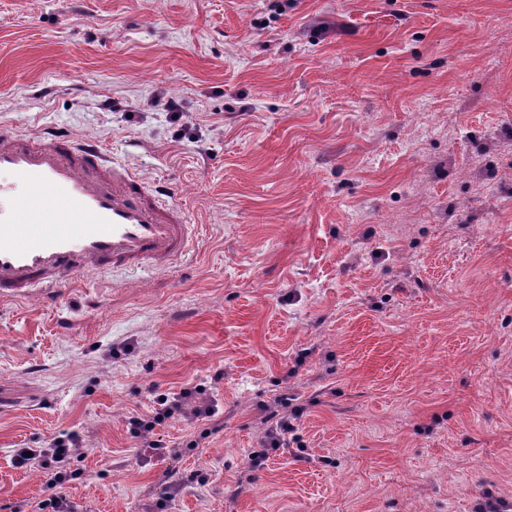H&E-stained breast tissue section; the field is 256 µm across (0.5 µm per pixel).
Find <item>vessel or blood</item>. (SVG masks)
<instances>
[{
	"label": "vessel or blood",
	"mask_w": 512,
	"mask_h": 512,
	"mask_svg": "<svg viewBox=\"0 0 512 512\" xmlns=\"http://www.w3.org/2000/svg\"><path fill=\"white\" fill-rule=\"evenodd\" d=\"M182 207L99 147L0 128V299L53 297L108 270L191 252Z\"/></svg>",
	"instance_id": "b4317fda"
}]
</instances>
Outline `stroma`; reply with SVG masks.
<instances>
[{
    "label": "stroma",
    "instance_id": "1",
    "mask_svg": "<svg viewBox=\"0 0 512 512\" xmlns=\"http://www.w3.org/2000/svg\"><path fill=\"white\" fill-rule=\"evenodd\" d=\"M1 124L105 148L200 234L0 304V512L47 496L11 458L62 430L75 512H154L164 475L167 512L512 500V0H0ZM194 382L223 428L144 455L130 418ZM290 396L288 392L279 394L275 403L277 408L280 409L271 411L264 420V422L269 423L266 428V437L268 438L266 447H270V449L287 447V435L293 433L296 429L292 420L299 419L303 414L301 408L293 406L292 401L294 399ZM288 408L290 409L289 413Z\"/></svg>",
    "mask_w": 512,
    "mask_h": 512
}]
</instances>
